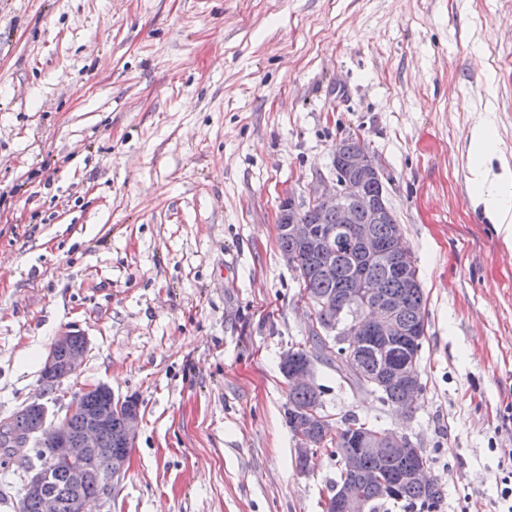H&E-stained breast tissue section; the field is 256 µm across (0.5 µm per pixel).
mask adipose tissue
Segmentation results:
<instances>
[{
    "instance_id": "adipose-tissue-1",
    "label": "adipose tissue",
    "mask_w": 512,
    "mask_h": 512,
    "mask_svg": "<svg viewBox=\"0 0 512 512\" xmlns=\"http://www.w3.org/2000/svg\"><path fill=\"white\" fill-rule=\"evenodd\" d=\"M471 140L475 148L471 167L472 199L482 205L505 245L512 247V168L506 166L499 174H491L489 166L493 159L499 158L500 150L490 125L476 126Z\"/></svg>"
}]
</instances>
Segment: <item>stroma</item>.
Instances as JSON below:
<instances>
[{
  "instance_id": "1",
  "label": "stroma",
  "mask_w": 512,
  "mask_h": 512,
  "mask_svg": "<svg viewBox=\"0 0 512 512\" xmlns=\"http://www.w3.org/2000/svg\"><path fill=\"white\" fill-rule=\"evenodd\" d=\"M481 121L512 162V0H0V421L78 330L50 413L99 384L140 401L91 512H324L339 465L317 448L299 472L285 421L310 317L277 216L356 132L426 298L424 390L402 417L319 363L323 412L406 433L440 512H506L512 248L470 199ZM88 346V339L81 331L69 330L57 336L49 348L42 369L40 397L52 391L56 380L55 375L60 363L63 362L69 372L63 364L60 365L57 375L58 386L65 378L70 376L69 373L73 375L80 370L85 361Z\"/></svg>"
}]
</instances>
